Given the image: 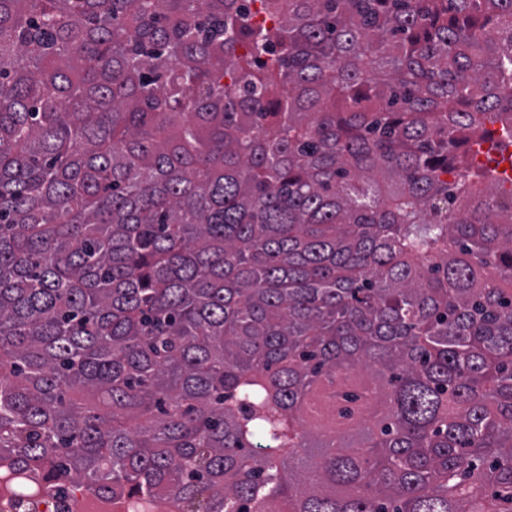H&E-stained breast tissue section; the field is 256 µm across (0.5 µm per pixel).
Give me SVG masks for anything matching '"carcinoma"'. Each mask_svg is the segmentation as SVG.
<instances>
[{
	"mask_svg": "<svg viewBox=\"0 0 512 512\" xmlns=\"http://www.w3.org/2000/svg\"><path fill=\"white\" fill-rule=\"evenodd\" d=\"M489 123L512 0H0V464L129 512H512Z\"/></svg>",
	"mask_w": 512,
	"mask_h": 512,
	"instance_id": "carcinoma-1",
	"label": "carcinoma"
}]
</instances>
